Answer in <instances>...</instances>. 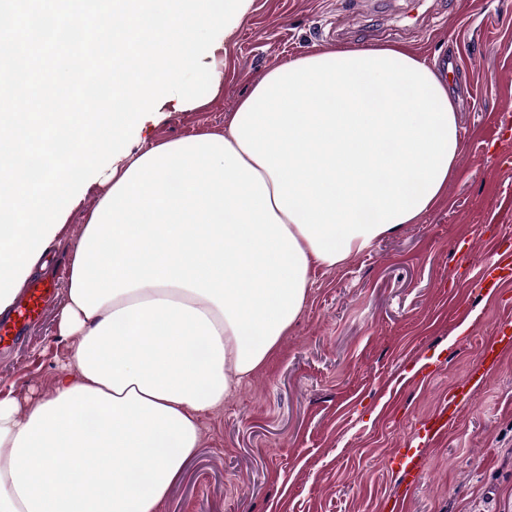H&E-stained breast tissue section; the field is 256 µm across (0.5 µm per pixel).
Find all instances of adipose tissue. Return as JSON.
<instances>
[{"instance_id": "adipose-tissue-1", "label": "adipose tissue", "mask_w": 512, "mask_h": 512, "mask_svg": "<svg viewBox=\"0 0 512 512\" xmlns=\"http://www.w3.org/2000/svg\"><path fill=\"white\" fill-rule=\"evenodd\" d=\"M448 79L403 47H313L223 131L121 157L74 246L69 374L0 397V512H159L200 417L261 368L311 273L420 222L457 177Z\"/></svg>"}]
</instances>
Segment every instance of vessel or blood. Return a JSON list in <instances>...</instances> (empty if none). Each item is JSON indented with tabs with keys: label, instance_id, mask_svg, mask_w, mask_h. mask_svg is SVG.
Masks as SVG:
<instances>
[{
	"label": "vessel or blood",
	"instance_id": "vessel-or-blood-1",
	"mask_svg": "<svg viewBox=\"0 0 512 512\" xmlns=\"http://www.w3.org/2000/svg\"><path fill=\"white\" fill-rule=\"evenodd\" d=\"M494 257L481 274V284L488 294H495L504 284L512 282V236H503L496 244ZM54 293L52 282L40 280L26 288L21 302L8 320H0V344L11 339L14 332L40 317ZM512 349V323H502L494 338L483 347L479 365L462 381L443 394L434 411L421 423L419 438L428 444L448 431L461 409L471 400L474 389L498 366L503 354Z\"/></svg>",
	"mask_w": 512,
	"mask_h": 512
}]
</instances>
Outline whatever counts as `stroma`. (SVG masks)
Segmentation results:
<instances>
[{"instance_id": "1", "label": "stroma", "mask_w": 512, "mask_h": 512, "mask_svg": "<svg viewBox=\"0 0 512 512\" xmlns=\"http://www.w3.org/2000/svg\"><path fill=\"white\" fill-rule=\"evenodd\" d=\"M408 29L397 0H252L224 43L218 96L178 102L137 123L129 149L223 130L268 68L323 48L378 46L379 31L436 64L455 65L459 173L420 223L382 236L349 264L317 269L304 307L267 363L201 419L202 440L160 512H512V353L479 386L447 434L424 447L423 478L390 468L416 444L440 394L465 378L481 346L512 321V284L479 285L494 239L512 234V140L495 125L512 107V0H427ZM85 186L43 255V274L67 279L80 226L97 198ZM470 240L464 261L457 245ZM63 301L0 349V394L52 393L68 345L55 334Z\"/></svg>"}]
</instances>
